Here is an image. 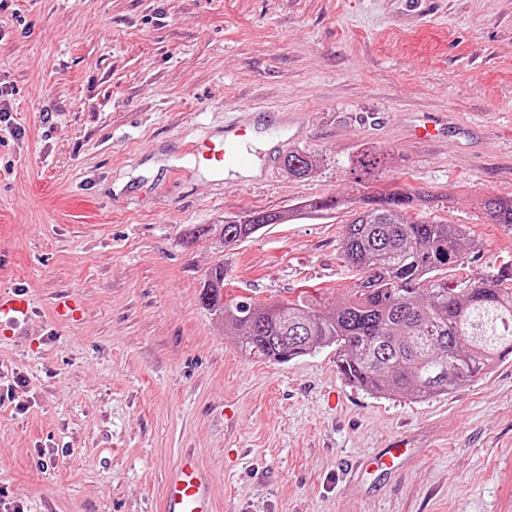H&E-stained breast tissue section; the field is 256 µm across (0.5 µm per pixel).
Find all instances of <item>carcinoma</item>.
Wrapping results in <instances>:
<instances>
[{
	"mask_svg": "<svg viewBox=\"0 0 512 512\" xmlns=\"http://www.w3.org/2000/svg\"><path fill=\"white\" fill-rule=\"evenodd\" d=\"M386 157L368 149L356 170L367 173ZM288 174L304 179L319 159L306 152L283 157ZM339 197L311 199L303 209L328 211ZM365 210L345 225L342 255L359 274L358 286L328 308L300 297L281 305L224 298V266L204 279L200 300L224 320L241 349L268 361L288 362L324 345H336L337 366L349 383L379 395L427 398L449 393L512 354V264L448 284L444 274L464 264V234L453 224L408 220L406 192L368 196ZM482 208L512 231V199L487 196ZM286 213L244 212L224 220L229 247Z\"/></svg>",
	"mask_w": 512,
	"mask_h": 512,
	"instance_id": "carcinoma-1",
	"label": "carcinoma"
}]
</instances>
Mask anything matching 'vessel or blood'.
Listing matches in <instances>:
<instances>
[{"mask_svg": "<svg viewBox=\"0 0 512 512\" xmlns=\"http://www.w3.org/2000/svg\"><path fill=\"white\" fill-rule=\"evenodd\" d=\"M263 125L249 116L225 122L223 135L209 133L197 137L191 152L210 165L216 173L236 174L253 166V143L262 135ZM33 314L26 288L16 286L0 290V333H15ZM164 512H212L208 482L192 456H185L169 475L164 497Z\"/></svg>", "mask_w": 512, "mask_h": 512, "instance_id": "obj_1", "label": "vessel or blood"}]
</instances>
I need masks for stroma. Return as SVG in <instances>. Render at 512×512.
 I'll list each match as a JSON object with an SVG mask.
<instances>
[{"instance_id": "stroma-1", "label": "stroma", "mask_w": 512, "mask_h": 512, "mask_svg": "<svg viewBox=\"0 0 512 512\" xmlns=\"http://www.w3.org/2000/svg\"><path fill=\"white\" fill-rule=\"evenodd\" d=\"M0 88V288L28 286L25 335H0V499L22 512H163L194 453L213 512H512V356L448 394L382 397L348 383L335 347L245 356L200 301L324 304L358 276L343 227L365 194L401 190L410 218L462 228L449 278L512 262L479 208L512 198V0H5ZM250 104L288 113V151L257 183L186 151ZM448 117L440 140L410 130ZM369 147L383 174L355 180ZM346 196L348 206L304 210ZM286 211L231 249L184 246L188 225ZM82 314L62 324L59 296ZM393 469L362 463L396 438ZM283 167L294 178L304 179L318 167L319 159L306 152H289L282 160Z\"/></svg>"}]
</instances>
